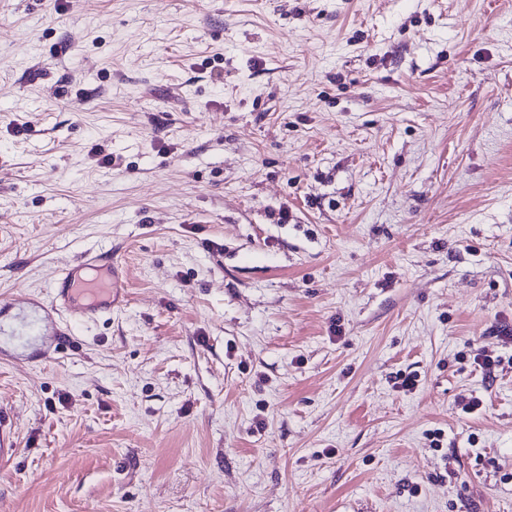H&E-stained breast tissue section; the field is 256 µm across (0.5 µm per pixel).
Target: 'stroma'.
Returning a JSON list of instances; mask_svg holds the SVG:
<instances>
[{
    "instance_id": "obj_1",
    "label": "stroma",
    "mask_w": 512,
    "mask_h": 512,
    "mask_svg": "<svg viewBox=\"0 0 512 512\" xmlns=\"http://www.w3.org/2000/svg\"><path fill=\"white\" fill-rule=\"evenodd\" d=\"M510 330L512 0H0V512H512ZM81 265L62 269L50 289L48 300L41 302L46 312H64L75 323L94 319L103 313H112L125 302L122 266L112 251L92 253ZM96 269L99 274L91 279H81L84 269Z\"/></svg>"
}]
</instances>
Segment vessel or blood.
Returning a JSON list of instances; mask_svg holds the SVG:
<instances>
[{
  "instance_id": "obj_1",
  "label": "vessel or blood",
  "mask_w": 512,
  "mask_h": 512,
  "mask_svg": "<svg viewBox=\"0 0 512 512\" xmlns=\"http://www.w3.org/2000/svg\"><path fill=\"white\" fill-rule=\"evenodd\" d=\"M124 300L122 267L112 252L103 251L86 256L82 267L62 269L41 308L67 313L78 323L112 312Z\"/></svg>"
}]
</instances>
